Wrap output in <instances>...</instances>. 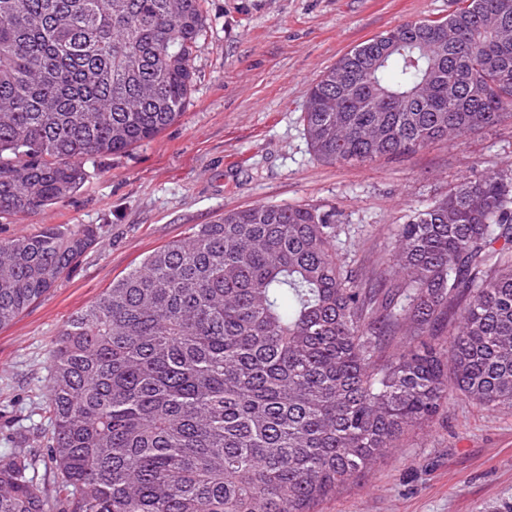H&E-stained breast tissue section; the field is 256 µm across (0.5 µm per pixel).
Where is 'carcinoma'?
I'll return each mask as SVG.
<instances>
[{
	"label": "carcinoma",
	"instance_id": "carcinoma-1",
	"mask_svg": "<svg viewBox=\"0 0 512 512\" xmlns=\"http://www.w3.org/2000/svg\"><path fill=\"white\" fill-rule=\"evenodd\" d=\"M205 0H0V218L76 193L155 138L194 89ZM471 0L343 55L303 113L336 165L411 155L512 120V38ZM334 214L255 205L146 256L55 340L46 412L61 512H316L457 393L512 408V171L465 177L398 225L365 280ZM98 240L43 224L0 240V327ZM25 449L0 512H46Z\"/></svg>",
	"mask_w": 512,
	"mask_h": 512
}]
</instances>
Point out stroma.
Segmentation results:
<instances>
[{
  "instance_id": "stroma-1",
  "label": "stroma",
  "mask_w": 512,
  "mask_h": 512,
  "mask_svg": "<svg viewBox=\"0 0 512 512\" xmlns=\"http://www.w3.org/2000/svg\"><path fill=\"white\" fill-rule=\"evenodd\" d=\"M195 87L177 121L117 154L82 189L35 215L0 219V240L43 224H95L97 244L56 288L0 327V455L31 451L55 474L44 411L50 351L63 326L153 250L225 212L257 204L334 212L358 273L386 267L395 233L460 179L512 167V122L415 154L328 165L303 126L308 91L359 43L403 23L444 18L457 0H207ZM512 502V409L450 396L436 420L358 474L318 512H496Z\"/></svg>"
}]
</instances>
